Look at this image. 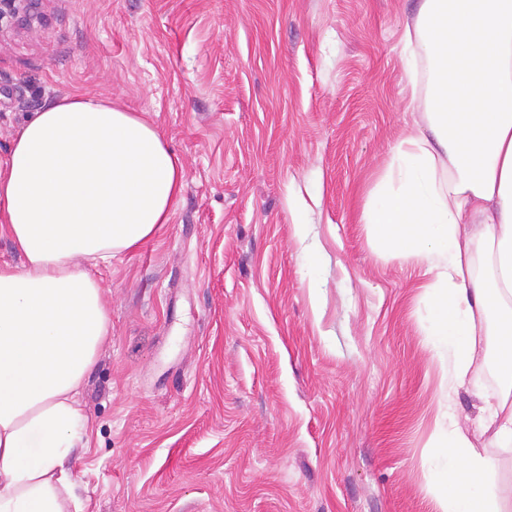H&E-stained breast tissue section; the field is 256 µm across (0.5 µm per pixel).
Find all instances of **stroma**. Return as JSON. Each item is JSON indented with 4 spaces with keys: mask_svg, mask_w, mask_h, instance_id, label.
<instances>
[{
    "mask_svg": "<svg viewBox=\"0 0 512 512\" xmlns=\"http://www.w3.org/2000/svg\"><path fill=\"white\" fill-rule=\"evenodd\" d=\"M422 0H48L0 43V157L75 92L144 113L185 172L168 224L97 272L112 338L85 380L84 512H436L449 394L424 269L362 206L404 130Z\"/></svg>",
    "mask_w": 512,
    "mask_h": 512,
    "instance_id": "35a3bbf8",
    "label": "stroma"
}]
</instances>
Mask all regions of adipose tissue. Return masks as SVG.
I'll use <instances>...</instances> for the list:
<instances>
[{
  "mask_svg": "<svg viewBox=\"0 0 512 512\" xmlns=\"http://www.w3.org/2000/svg\"><path fill=\"white\" fill-rule=\"evenodd\" d=\"M410 58L426 61L425 126L404 131L362 211L376 249L432 278L422 328L452 388L482 337L499 344L495 402L475 425L512 447V0H423ZM184 169L158 128L77 93L34 113L0 158V512H79L73 453L91 421L81 389L111 334L99 280L170 220ZM490 261L475 275L477 249ZM437 512H512L495 458L456 420L437 424Z\"/></svg>",
  "mask_w": 512,
  "mask_h": 512,
  "instance_id": "adipose-tissue-1",
  "label": "adipose tissue"
}]
</instances>
